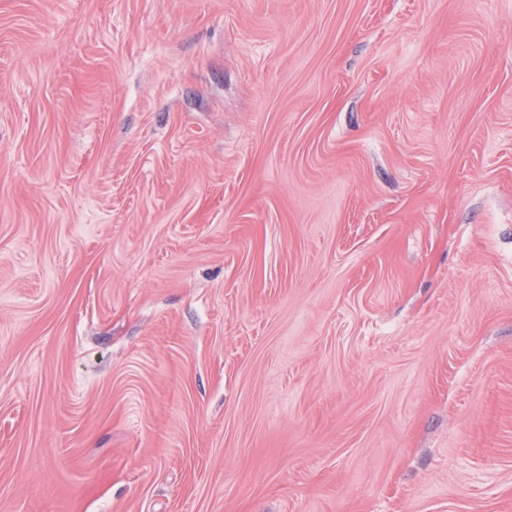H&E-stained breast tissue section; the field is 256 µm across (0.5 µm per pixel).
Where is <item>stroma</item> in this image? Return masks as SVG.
Wrapping results in <instances>:
<instances>
[{"label":"stroma","instance_id":"35a3bbf8","mask_svg":"<svg viewBox=\"0 0 512 512\" xmlns=\"http://www.w3.org/2000/svg\"><path fill=\"white\" fill-rule=\"evenodd\" d=\"M0 512H512V0H0Z\"/></svg>","mask_w":512,"mask_h":512}]
</instances>
